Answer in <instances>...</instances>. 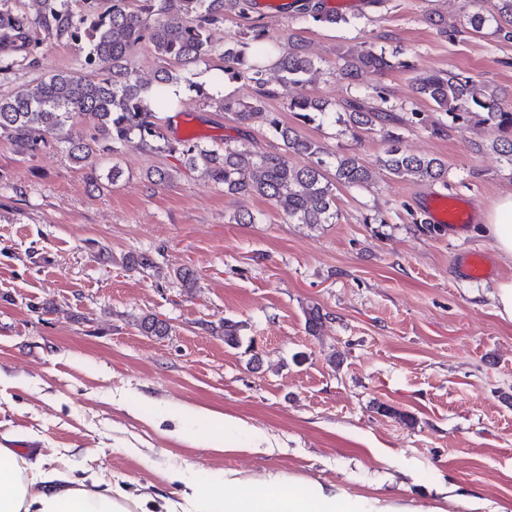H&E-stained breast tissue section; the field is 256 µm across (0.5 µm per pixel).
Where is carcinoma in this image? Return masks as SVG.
<instances>
[{"label": "carcinoma", "mask_w": 512, "mask_h": 512, "mask_svg": "<svg viewBox=\"0 0 512 512\" xmlns=\"http://www.w3.org/2000/svg\"><path fill=\"white\" fill-rule=\"evenodd\" d=\"M86 9L74 16L63 0H32L35 12L28 15L0 10V32L12 43L25 48L35 28L54 30L77 43L85 52L87 71L55 72L43 78L35 88H22L8 97H0V137L19 149L34 153L47 139L55 138L77 116L94 121L97 134L85 139L68 137V153L85 162L98 151L115 150L138 140L148 146L163 139L157 110L170 105L163 87L178 81L167 70L154 80L143 81L128 63L129 53L148 42L165 60L181 65L198 62L214 50L211 31L224 22V15L238 10L241 15L253 8L252 0H112L101 12L96 0H85ZM298 13L315 23L336 26L347 18L326 8L322 0H304ZM505 41L512 40V0H496L489 14L474 12L466 16L464 28L480 33L488 26ZM224 75L234 80L240 72L254 82L257 93L248 101L232 98L216 100L217 107L233 115L241 125H267L282 140L285 154H254L226 144L222 148L203 146L184 140L185 166L202 172L224 192L260 196L271 201L293 224L316 229L336 218V191L339 187L369 184L371 167L355 154L324 158V150L314 140L298 133L291 125L265 111L264 99L273 95L265 78L273 69L293 84L305 85L319 73L302 40L288 41V48L268 39L265 27L254 25L245 40L224 47ZM108 67L100 72L98 67ZM392 68L410 69L407 61H391L384 52L371 48L343 50L337 55L336 75L356 82L367 73L383 74ZM415 92L434 107L451 115L452 122L489 128L498 134L492 148L512 165V109L504 107L494 92L479 86L472 78L453 71L425 73L415 78ZM338 106L355 138L377 127L385 130L388 147L377 164L391 175L415 182H444L448 164L440 158L418 155L407 150L400 134L391 127L402 122L393 111L371 106L367 97L342 99ZM289 111L304 120L326 115V104L311 96H300L289 104ZM303 156L309 163L298 165L288 155ZM140 330L148 336L169 335L171 326L156 315L145 316ZM220 334L230 347L239 343L240 323L221 321Z\"/></svg>", "instance_id": "obj_1"}]
</instances>
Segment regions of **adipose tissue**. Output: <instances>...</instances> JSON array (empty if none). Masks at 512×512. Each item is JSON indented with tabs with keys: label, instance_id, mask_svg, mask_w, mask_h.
Masks as SVG:
<instances>
[{
	"label": "adipose tissue",
	"instance_id": "1",
	"mask_svg": "<svg viewBox=\"0 0 512 512\" xmlns=\"http://www.w3.org/2000/svg\"><path fill=\"white\" fill-rule=\"evenodd\" d=\"M482 230L498 253L512 260V192L488 208ZM0 457L9 461L0 466V512H405L403 506L378 500L347 504L338 490L319 484L303 496L279 474L252 481L232 472L194 479L173 473L171 482L184 485V492L179 499L151 505L102 477H75L65 462L45 469L6 447H0Z\"/></svg>",
	"mask_w": 512,
	"mask_h": 512
}]
</instances>
